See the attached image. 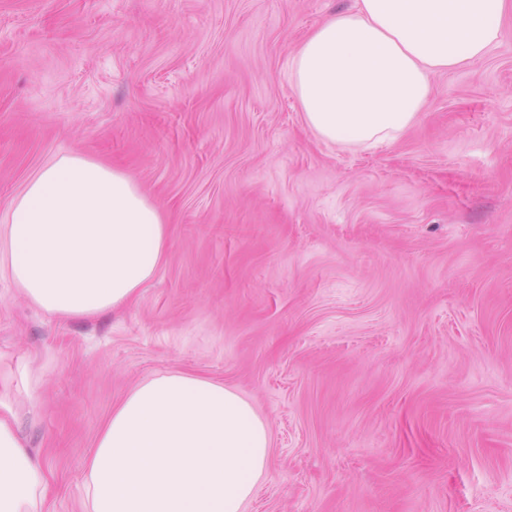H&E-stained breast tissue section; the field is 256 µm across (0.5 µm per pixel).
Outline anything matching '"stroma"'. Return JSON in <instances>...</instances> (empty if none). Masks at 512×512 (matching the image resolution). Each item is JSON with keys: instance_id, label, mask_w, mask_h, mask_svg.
I'll return each instance as SVG.
<instances>
[{"instance_id": "1", "label": "stroma", "mask_w": 512, "mask_h": 512, "mask_svg": "<svg viewBox=\"0 0 512 512\" xmlns=\"http://www.w3.org/2000/svg\"><path fill=\"white\" fill-rule=\"evenodd\" d=\"M354 0H0V382L81 512L134 385L236 390L267 421L243 512H512V11L431 78L398 141L317 138L291 58ZM121 168L166 213L136 301L62 320L16 290L12 200L59 155Z\"/></svg>"}]
</instances>
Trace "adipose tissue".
<instances>
[{"label":"adipose tissue","mask_w":512,"mask_h":512,"mask_svg":"<svg viewBox=\"0 0 512 512\" xmlns=\"http://www.w3.org/2000/svg\"><path fill=\"white\" fill-rule=\"evenodd\" d=\"M512 0H356L301 43L289 84L323 141L366 150L397 141L425 109L433 74L482 59ZM165 214L120 169L55 159L11 203V279L63 320L133 302L167 249ZM267 422L235 390L166 374L113 406L86 460L84 512H241L267 476ZM49 477L0 417V512H49Z\"/></svg>","instance_id":"ef3b65f1"}]
</instances>
